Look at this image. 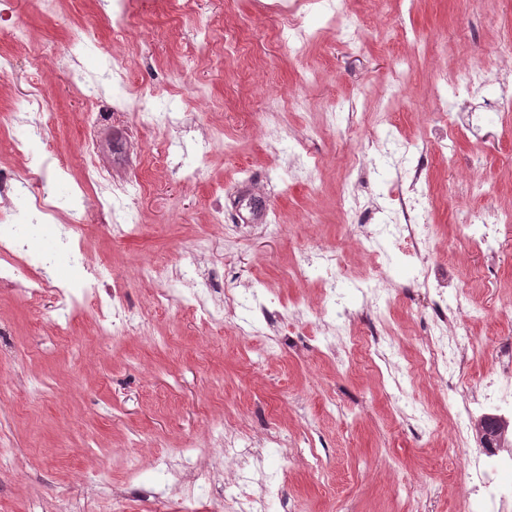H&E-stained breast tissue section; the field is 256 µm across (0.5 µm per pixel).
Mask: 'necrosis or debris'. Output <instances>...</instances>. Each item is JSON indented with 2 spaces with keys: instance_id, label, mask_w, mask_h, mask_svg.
<instances>
[{
  "instance_id": "obj_1",
  "label": "necrosis or debris",
  "mask_w": 512,
  "mask_h": 512,
  "mask_svg": "<svg viewBox=\"0 0 512 512\" xmlns=\"http://www.w3.org/2000/svg\"><path fill=\"white\" fill-rule=\"evenodd\" d=\"M123 70L122 61H114L99 72L88 73L71 68L70 76L76 91L83 97L87 109L79 121L84 134L79 151L84 155L98 152V133L112 120V102L106 88ZM438 99L447 101L448 115L435 122L432 134L407 139L394 131L393 100H386L380 112L379 129L368 138L365 154L384 160L386 165L405 170L400 180L384 192L383 205L375 206L363 194L364 163L353 162L346 168L347 189L341 200L344 221L357 230L356 243L373 262L377 278H385L387 263L379 248L380 240L391 242L398 252L412 261L420 287L431 290L432 314L421 324V335L415 349L417 363L428 374L436 376L441 384L451 388L456 384L469 361L484 354L483 344L473 338L461 339V322H475L488 312L485 304L471 300L466 288H449L447 277H433L429 260L440 249L436 237L425 231L427 209L424 187L429 180L428 147L436 145L439 153L454 158L460 140L474 134L471 117L459 115L457 99L448 93L447 82L436 83ZM195 112L160 111L151 96H143L136 114L139 125L175 131V138L165 140L153 155L154 162L166 161L179 153L185 140L197 143V152L208 157L215 150L235 155L236 143L225 140L220 126L202 127L198 113L209 106L203 97H194ZM52 105L45 96L39 76H32L27 93L15 108L0 113V133L8 135L13 153L24 154L31 146H39L44 166L50 177L34 180L24 167L0 162V285L11 287L30 308H37L40 299L53 296L58 305L52 320L57 334H65L74 317L83 311L94 316L97 335L117 340L145 321L143 313L134 309L125 296L121 284L104 282L98 261L87 249L85 224L65 220L64 209L53 192V178L68 175L70 164L59 155L46 135L48 124L54 119ZM469 187L473 194L486 199V206L478 212L459 209L456 232L482 255L496 257L512 249V209L491 204V181L485 177V167L470 160ZM82 194L83 212H95L105 223L111 224L112 234L123 237L136 227V213L146 191L141 180L114 188L111 173L101 167L86 170L78 184ZM41 227L52 245L33 250L30 238L22 225ZM209 247L208 237L201 236L182 249L179 276H171L170 266L155 260L143 264L139 275L149 282L176 279L181 289L178 294L159 290L153 301L155 310H165L170 303H178L190 313L205 330L217 327L229 329L245 345H252L256 337H264L267 350H274L279 338L302 315V308L284 313L276 308L274 299H260L267 285L255 280L251 288L223 293V280L218 274H203L200 259ZM64 254L80 272L79 282L56 278L53 269L57 255ZM288 279L304 282L314 280L320 290L321 301L316 315L323 325V340L335 347L337 339L346 340L351 334L350 308L338 290L340 283L349 280L350 272L341 254L331 248L314 249L307 245L296 247L292 261L283 270ZM223 293V302L212 299ZM389 300L375 293L372 301L374 319L370 338L365 348L346 345L347 357L360 355L389 362L399 340V326L384 314ZM493 403L502 416L512 417V359L492 370L481 386L462 402L449 404L446 409L454 438L465 448L466 477L469 491L464 499V512H512V448H501L491 443L470 448L469 440L486 403Z\"/></svg>"
}]
</instances>
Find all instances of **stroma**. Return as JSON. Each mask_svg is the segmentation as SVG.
<instances>
[{"label": "stroma", "mask_w": 512, "mask_h": 512, "mask_svg": "<svg viewBox=\"0 0 512 512\" xmlns=\"http://www.w3.org/2000/svg\"><path fill=\"white\" fill-rule=\"evenodd\" d=\"M260 3L196 0L195 15L169 38L163 0H152L128 40L119 42L112 38L111 19L92 16L93 0H17L14 22L28 40L20 45L0 35V50L19 57L17 69L0 79V112L26 92L30 64L44 47L63 53L82 37L90 19L99 39L84 48L83 65L94 70L117 57L131 72L136 91L117 86L109 91L124 108L100 131L97 160L111 168L114 183L139 178L148 184L140 228L134 236L116 238L98 216L86 215L85 221L106 280L122 279L133 306L151 307L157 290L138 278L135 262L160 255L177 262L181 246L204 235L210 240L205 263L223 271L226 289L260 277L283 300L305 296L317 307L313 286L282 277L300 235L342 251L354 279L341 289L350 309L362 313L365 300L357 286L372 285L370 260L358 253L338 202L346 164L374 129L379 102L397 95L402 134L419 137L425 114L445 109L430 96L434 80L444 75L462 83L465 66L474 61L497 69L492 47L512 35V0H487L479 15L472 14L467 0H419L411 12L399 9L395 0H350L353 18L377 19V27L342 42L326 27L319 8H312L303 23L317 37L298 58L274 38L279 15ZM207 18L222 19L223 26L213 35V48L187 66L181 46L194 39L197 20ZM403 27L416 31L419 42H402ZM399 56L410 61V84L401 92L392 85ZM312 69L321 79L308 81ZM187 84L212 103L203 122L223 126L225 136L242 147L236 157L215 152L199 181L188 187L174 167L144 163L164 133L141 128L135 117L140 90L153 94L159 110L189 109L183 95ZM44 85L56 112L48 135L72 165L71 177L54 185L64 201L85 169L76 147L82 135L77 115L86 104L58 66L48 67ZM499 92L493 79L476 100L460 95V103H471L479 113L484 138L460 141L455 165L438 152L429 154L428 220L442 243L439 266L447 269L450 285L467 288L473 300L483 302L489 293L481 269L493 265L503 297L483 322L468 325V333L486 343L487 355L470 364L457 389L444 390L418 373L407 382L406 399L398 400L386 370L361 358L341 366L325 355L311 336V314L268 356L231 333L203 334L175 305L114 343L99 340L86 316L77 317L69 336L61 337L51 327L55 299L43 298L34 315L15 293L0 289V438L17 456L15 464L0 466V512H59L64 505L71 512H110L116 495L127 499L129 512H154L157 495H172L157 469L182 448L196 449L199 462L214 472L211 487L195 504L196 512H213L216 498L239 492L236 465L213 445V425L221 421L257 437L275 429L288 440L287 447L263 450L271 488L266 512H336L340 506L346 512H392L405 483L415 485L420 512H459L466 476L462 452L450 443L446 404L478 388L502 356L512 357V257L485 262L454 231L458 209L484 206L467 190L466 163L474 149L484 152L496 181L494 202L512 203V139L501 135L512 125V112L493 107ZM293 95L306 100V111L290 109ZM332 101L346 107L336 129L312 133ZM262 113L267 121H259ZM287 133L306 137L317 160L301 183L293 162L279 150L278 139ZM243 164L258 178L273 175L272 184L259 189L258 200L279 213L287 230L271 235L255 227L243 244L232 247L223 231L209 224L208 209L218 185L226 190L225 205H232L231 189ZM387 278L391 316L405 331L395 360L404 366L414 357L413 334L430 304L416 286L413 265L398 252L390 254ZM157 337L163 346L154 345ZM409 403L433 416L417 435L404 421Z\"/></svg>", "instance_id": "35a3bbf8"}]
</instances>
